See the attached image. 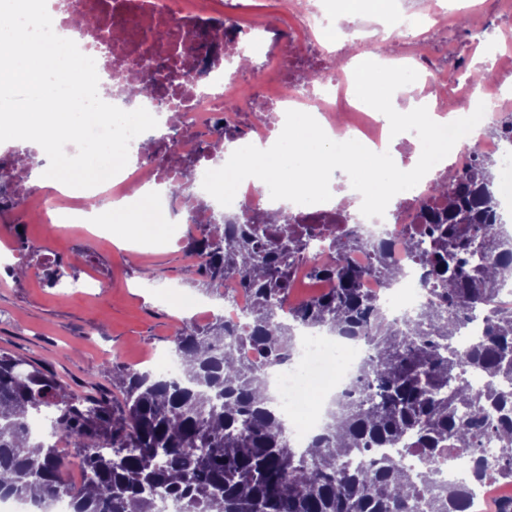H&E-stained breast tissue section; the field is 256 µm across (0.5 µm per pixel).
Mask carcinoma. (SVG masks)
Masks as SVG:
<instances>
[{
  "mask_svg": "<svg viewBox=\"0 0 512 512\" xmlns=\"http://www.w3.org/2000/svg\"><path fill=\"white\" fill-rule=\"evenodd\" d=\"M494 165L482 159L456 177L457 189L436 188L446 205L429 216V244L402 242L426 257V281L440 300L422 310L414 328H396L363 293L366 275L393 282L401 270L384 252L371 269L353 265L347 251L355 239L331 246L330 263L319 270L335 287L297 303L291 322L279 323L273 308L289 292V259L302 242L290 238L266 250L255 228L218 237L206 224L189 235L190 250L206 257L196 270L202 285L223 288L236 277L254 294L252 324L240 340L269 360L290 357L299 326L371 333L376 357L367 374L376 392L340 404L311 447L289 443L269 407L262 368L236 356L224 341L234 331L217 316L203 328L177 330L176 356L192 361L181 383L136 368L105 369L115 401L68 390L31 361L0 353V500L33 503L42 512L62 497L71 512H129L131 505L155 512L166 499L177 512H402L422 500L426 512H448L456 489L436 482L439 459L451 444L473 447L488 433L500 453L493 464L478 458L477 479L489 472L512 479V304L499 296L512 289V269L490 258L500 234ZM476 304L488 327L466 363L488 377L479 393L456 373L454 346ZM44 413L59 434L54 442L30 429ZM407 436L412 446L373 468L343 465L361 448H394ZM64 447L82 460L78 486L66 479ZM407 455L418 459L419 474L405 466Z\"/></svg>",
  "mask_w": 512,
  "mask_h": 512,
  "instance_id": "1",
  "label": "carcinoma"
}]
</instances>
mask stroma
<instances>
[{
  "label": "stroma",
  "instance_id": "1",
  "mask_svg": "<svg viewBox=\"0 0 512 512\" xmlns=\"http://www.w3.org/2000/svg\"><path fill=\"white\" fill-rule=\"evenodd\" d=\"M12 218L21 228L0 223V251L28 275L13 278L0 260V350L32 361L71 390L111 395L103 372L108 363L161 371L178 327H202L223 313V290L204 291L187 261L188 225H178V243L143 250L129 263L112 241L91 238L84 225L31 221L19 212ZM59 268L86 287L50 284ZM146 269L152 278L143 277ZM172 286L196 300L191 313L167 305Z\"/></svg>",
  "mask_w": 512,
  "mask_h": 512
}]
</instances>
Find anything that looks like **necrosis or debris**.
I'll return each instance as SVG.
<instances>
[{
	"label": "necrosis or debris",
	"mask_w": 512,
	"mask_h": 512,
	"mask_svg": "<svg viewBox=\"0 0 512 512\" xmlns=\"http://www.w3.org/2000/svg\"><path fill=\"white\" fill-rule=\"evenodd\" d=\"M47 10L59 36L99 59L102 100L126 111L151 110L156 100H163L166 127L184 132L178 153L195 159L201 175L215 167L225 138L273 145L289 110L315 114L335 139H358L378 152L397 150L402 167H409L421 150L416 133L393 139L384 114L351 94L353 70L368 56L380 57L389 66L397 62L414 68L423 95L432 96L439 116L469 108L475 99L485 104L477 136L457 142L446 169L424 176L414 188L394 196L381 218L361 214L362 198L345 178L333 183L334 200L305 208L272 200L254 178L241 182L227 209L237 223L268 228L274 241L290 236L307 243L304 254L291 265L290 293L274 309L279 322L287 321L289 305L334 287L332 278H314L313 271L328 264L332 241L351 237L359 241L350 253L354 265L373 266L378 250L384 248L402 271L394 283L379 275L367 276L361 283L365 292L393 320H417L432 299L431 288L425 283V262L401 247V240L410 233L427 239L422 213L443 205L434 188L447 184L449 173L463 171L477 157L494 159L512 153V139L499 128L508 114L503 103L512 84V36L501 16L512 10V0H500L494 7L487 0H475L466 8L469 45L476 53L460 57L449 53L447 36L457 12L446 0L433 5L426 0H398L392 18L385 22L366 15L338 16L327 9L325 0H282L277 13L259 22L212 11L197 0H48ZM407 16L413 17V25L401 27V18ZM160 30L167 31L166 41H157ZM287 44L292 47L288 53L283 50ZM173 56L186 73L207 66L208 88L186 77L158 81L152 99L135 101L113 94V73L133 75L139 64ZM479 67L491 70L492 80L472 83L469 74ZM228 101L233 104L229 110L224 107ZM10 179L25 211L94 224L103 231L113 224L116 212L134 209L136 189L172 188L186 182L187 173L141 158L71 197L54 188L25 187L15 170ZM374 355L370 336H358L346 362L326 375L324 386L318 387L306 407L281 403L296 447H304L308 436L322 429L334 402L357 397L365 384L361 369ZM473 461V454L464 452L445 462L444 476L457 489L451 512H491L497 500L512 496L511 481H473Z\"/></svg>",
	"instance_id": "1"
}]
</instances>
